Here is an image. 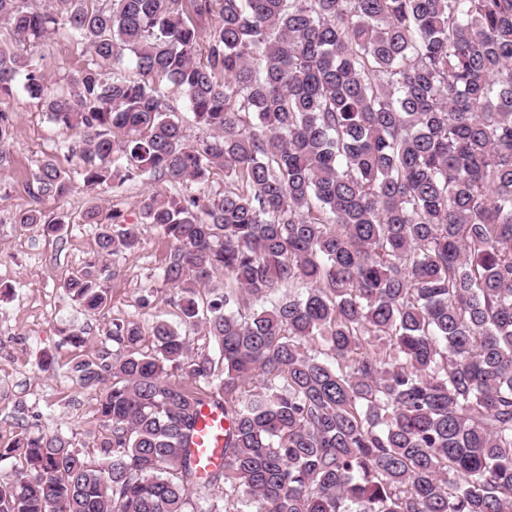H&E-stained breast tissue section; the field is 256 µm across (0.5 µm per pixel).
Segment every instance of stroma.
Masks as SVG:
<instances>
[{
    "mask_svg": "<svg viewBox=\"0 0 512 512\" xmlns=\"http://www.w3.org/2000/svg\"><path fill=\"white\" fill-rule=\"evenodd\" d=\"M27 52L60 91L91 61L86 47L62 30L28 46ZM0 111L16 117L11 162L0 173V284L11 288L9 296L0 299V447L18 435L41 431L61 433L79 447L89 443V433L97 427L99 391L81 387L68 371L69 362L79 352L94 354L113 320L138 319L147 325L158 318L176 320L175 292L160 278L169 245L141 218L140 202L151 185L129 182L103 193L105 212L119 211L125 223L138 225L143 246L135 253L108 258L115 272L107 282L111 301L102 313L84 312L60 283L95 256L98 228L82 221L89 195L78 189L62 199H43L46 214L68 217L59 237L44 236L38 225L24 227L13 221L26 204L25 188L39 160L51 155L61 169L77 170V158L64 148L74 136L50 123L41 103L23 92L0 96ZM149 287L154 295L144 308L140 298ZM75 328L86 338L79 352L66 340L67 330ZM46 353L55 363L44 371L39 361Z\"/></svg>",
    "mask_w": 512,
    "mask_h": 512,
    "instance_id": "35a3bbf8",
    "label": "stroma"
}]
</instances>
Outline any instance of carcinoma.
Listing matches in <instances>:
<instances>
[{
  "mask_svg": "<svg viewBox=\"0 0 512 512\" xmlns=\"http://www.w3.org/2000/svg\"><path fill=\"white\" fill-rule=\"evenodd\" d=\"M47 2L0 0V95L41 101L80 165L38 161L14 222L60 236L41 202L82 184L97 258L62 288L100 313L99 258L141 238L99 190L200 185L141 214L213 352L164 320L112 323L70 366L103 386L92 449L0 448L21 460L0 512H512V0ZM60 26L92 56L68 92L19 49ZM14 127L0 112V168ZM204 398L229 429L201 477Z\"/></svg>",
  "mask_w": 512,
  "mask_h": 512,
  "instance_id": "carcinoma-1",
  "label": "carcinoma"
}]
</instances>
